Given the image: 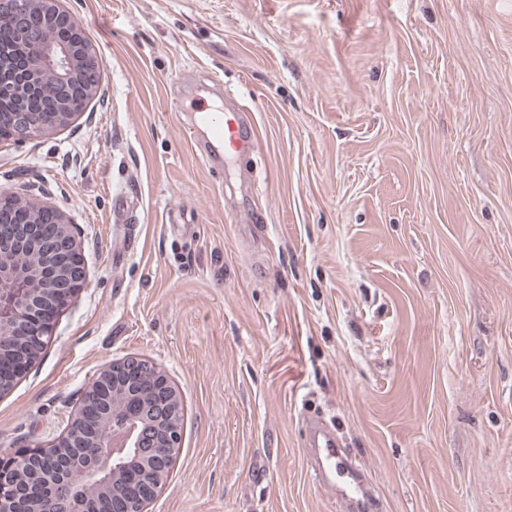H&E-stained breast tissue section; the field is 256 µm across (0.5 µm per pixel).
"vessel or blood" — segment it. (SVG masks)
Segmentation results:
<instances>
[{
    "label": "vessel or blood",
    "instance_id": "vessel-or-blood-1",
    "mask_svg": "<svg viewBox=\"0 0 512 512\" xmlns=\"http://www.w3.org/2000/svg\"><path fill=\"white\" fill-rule=\"evenodd\" d=\"M213 92V87L207 85L195 88L183 127L191 148L200 153L212 173L220 174L229 162L253 152L258 131L249 107L239 100L225 99L220 111L210 108L206 97ZM306 433L308 446L315 456L314 474L319 485L336 490V483L348 478L351 463L338 452V442L324 420L308 419ZM337 492L341 512H353L358 502L369 496L368 489L358 484L345 486Z\"/></svg>",
    "mask_w": 512,
    "mask_h": 512
}]
</instances>
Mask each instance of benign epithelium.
Masks as SVG:
<instances>
[{"instance_id":"benign-epithelium-1","label":"benign epithelium","mask_w":512,"mask_h":512,"mask_svg":"<svg viewBox=\"0 0 512 512\" xmlns=\"http://www.w3.org/2000/svg\"><path fill=\"white\" fill-rule=\"evenodd\" d=\"M1 16L15 21V50L19 55H32L35 67L15 84L0 79V97L14 93L27 98L47 77L58 86L81 85L87 103L96 96L102 69L88 73L82 67V55L95 49L60 0H0ZM31 16L39 20V27L29 25ZM79 116L64 96L56 111L38 124L29 112H12L14 141L22 143L66 127ZM55 223L57 235L50 241L42 240L35 222L17 225L16 236L9 241L0 235V288L6 286L10 291L9 298L0 297V355L20 344L45 343L52 324L34 330L31 325L37 324L46 309L60 312L86 281L72 224L59 212ZM152 366L146 358L130 356L100 370L88 385L87 399L80 402L66 430L52 444L5 458L7 465L0 468V512H21L18 493L7 473L29 466L53 485L52 512H148L181 442V400L170 378L157 373L148 397L136 387L135 376L149 372ZM90 405L109 412L119 426L85 431L82 421ZM92 447L119 464L112 467V475L100 481L98 477L107 469L103 456L88 458L86 473L98 483L97 501L89 506L72 476L63 475L56 462L83 456ZM128 454L135 457L131 467L124 462Z\"/></svg>"}]
</instances>
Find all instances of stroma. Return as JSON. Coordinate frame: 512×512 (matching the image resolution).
Listing matches in <instances>:
<instances>
[{"label": "stroma", "mask_w": 512, "mask_h": 512, "mask_svg": "<svg viewBox=\"0 0 512 512\" xmlns=\"http://www.w3.org/2000/svg\"><path fill=\"white\" fill-rule=\"evenodd\" d=\"M63 4L99 93L0 141V191L74 224L87 279L0 398V455L48 444L97 372L141 356L184 406L148 512H337L307 413L375 512H512V0ZM200 82L252 111L247 183L185 142ZM306 433L308 447L315 456L313 470L319 485L333 490L337 480L345 483L353 467L351 462L337 451L339 444L327 429L325 421L320 418H309L306 422Z\"/></svg>", "instance_id": "1"}]
</instances>
